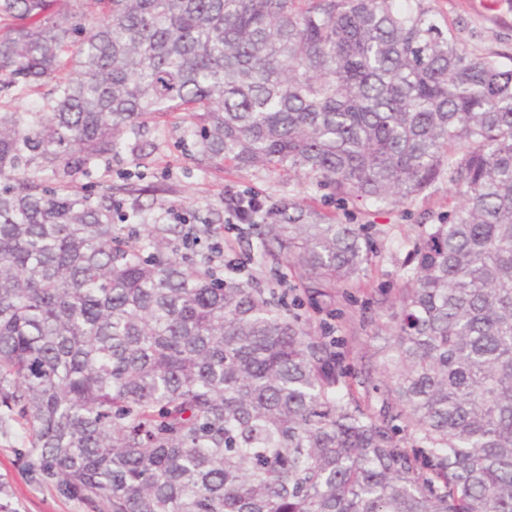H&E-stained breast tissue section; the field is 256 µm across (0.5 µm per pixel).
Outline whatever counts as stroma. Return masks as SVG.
<instances>
[{"label":"stroma","mask_w":512,"mask_h":512,"mask_svg":"<svg viewBox=\"0 0 512 512\" xmlns=\"http://www.w3.org/2000/svg\"><path fill=\"white\" fill-rule=\"evenodd\" d=\"M430 5L456 29L469 51L512 53V0H431ZM192 144V137L177 120L149 124L138 139L137 154L126 153L91 173L76 174L74 184L108 187L116 200L128 203L136 198L159 213L173 208L191 223L211 220L224 226L225 261L242 275L263 282L270 273L253 262L242 225L224 223L226 194L254 190L272 202L292 195L340 220L374 225L380 257L353 289L351 303L337 301V308L346 314L333 320L332 334L342 340L344 351L357 355L382 348L386 339L374 333L379 315L374 301L380 291L393 293L399 288L409 239L415 238L421 224L430 223L432 214L458 205L454 191L442 183L426 199L376 213L358 203L325 198L304 180L284 173L199 167L188 158ZM26 442L22 421L0 406V512H90L86 505L60 497L52 486L34 481L23 471L20 451Z\"/></svg>","instance_id":"35a3bbf8"}]
</instances>
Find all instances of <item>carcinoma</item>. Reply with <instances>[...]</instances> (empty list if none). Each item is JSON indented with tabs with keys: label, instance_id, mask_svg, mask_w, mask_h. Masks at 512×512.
Listing matches in <instances>:
<instances>
[{
	"label": "carcinoma",
	"instance_id": "1",
	"mask_svg": "<svg viewBox=\"0 0 512 512\" xmlns=\"http://www.w3.org/2000/svg\"><path fill=\"white\" fill-rule=\"evenodd\" d=\"M425 2L0 0V403L29 473L91 512H512V55ZM170 115L200 167L375 208L451 186L377 299L378 375L312 316L379 257L367 225L294 197L255 225L300 313L74 189Z\"/></svg>",
	"mask_w": 512,
	"mask_h": 512
}]
</instances>
